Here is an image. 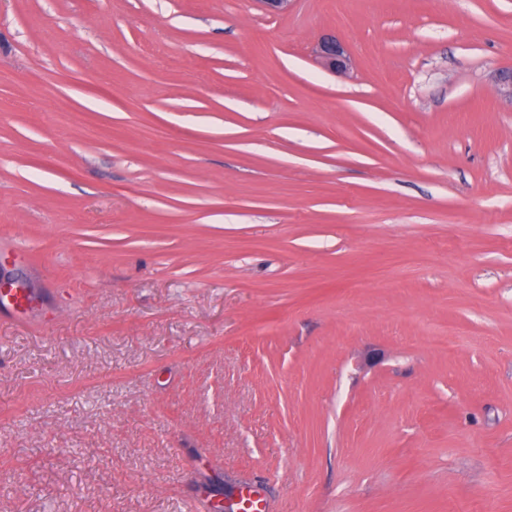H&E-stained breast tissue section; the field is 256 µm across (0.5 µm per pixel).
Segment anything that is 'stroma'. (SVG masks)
<instances>
[{
	"mask_svg": "<svg viewBox=\"0 0 512 512\" xmlns=\"http://www.w3.org/2000/svg\"><path fill=\"white\" fill-rule=\"evenodd\" d=\"M510 66L512 0H0V512H512ZM315 55L326 68L334 72L346 69L350 62L344 45L333 38L322 40L315 50Z\"/></svg>",
	"mask_w": 512,
	"mask_h": 512,
	"instance_id": "1",
	"label": "stroma"
}]
</instances>
